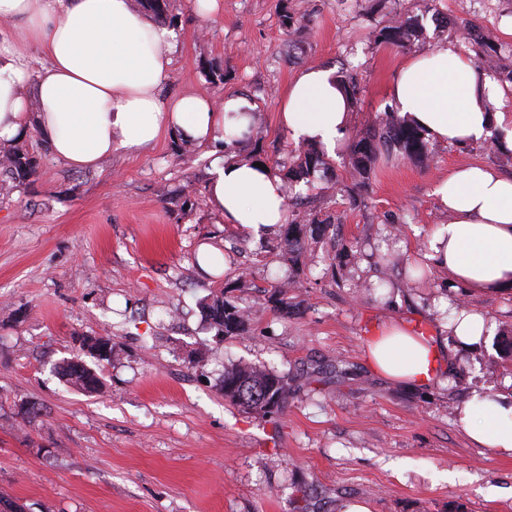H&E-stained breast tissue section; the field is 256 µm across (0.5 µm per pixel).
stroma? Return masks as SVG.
<instances>
[{
  "instance_id": "1",
  "label": "stroma",
  "mask_w": 512,
  "mask_h": 512,
  "mask_svg": "<svg viewBox=\"0 0 512 512\" xmlns=\"http://www.w3.org/2000/svg\"><path fill=\"white\" fill-rule=\"evenodd\" d=\"M219 2L204 16L194 0H168L177 45L159 94L244 97L256 134L224 154L283 176L298 144L279 103L302 68L354 80L351 129L366 133L410 57L467 48L473 24L512 44V0H494L491 17L481 0ZM406 15L419 20L415 39L376 42ZM212 67L223 80L207 81ZM491 133L474 146L433 143L423 164L380 155L364 181L350 149L325 155L300 209L330 225L294 264L282 231L258 240L212 213L209 147L165 132L74 170L31 128L18 145L36 170L0 196V497L23 512H341L351 499L372 512H512V457L473 444L457 421L474 393L512 402V357L498 343L512 336V289L470 292L423 248L448 221L433 189L451 168L482 163L512 178V127ZM205 248L223 269L200 268ZM281 284L286 312L269 300ZM220 292L247 310L246 334L209 327L203 306ZM460 306L483 312L490 335L466 347L449 336ZM389 320L434 337L448 372L424 388L374 372L366 340ZM102 336L108 361L83 347ZM76 356L103 394L58 375ZM238 362L289 376L279 417L225 400L224 369Z\"/></svg>"
}]
</instances>
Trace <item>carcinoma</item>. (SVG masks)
I'll list each match as a JSON object with an SVG mask.
<instances>
[{"instance_id":"obj_1","label":"carcinoma","mask_w":512,"mask_h":512,"mask_svg":"<svg viewBox=\"0 0 512 512\" xmlns=\"http://www.w3.org/2000/svg\"><path fill=\"white\" fill-rule=\"evenodd\" d=\"M140 8L157 17L164 18L168 11V0H136ZM418 19L403 17L381 28L376 40L380 43L402 45L416 32ZM469 37L479 47L478 63L485 65L496 59L500 50L492 37L481 31L468 30ZM396 148L409 160L424 163L429 159L430 149L425 136L406 119L395 112H387L380 118L374 131L368 136H357L353 141V165L364 177L384 151ZM323 166L322 158L309 151L296 156L293 167L288 170V179L295 183L309 182ZM36 162L16 145L0 147V194L9 195L20 183L32 176ZM327 221L318 216L302 218L288 225L281 242V249L288 255H297L305 247V229L316 237L325 231ZM206 316L217 334L238 336L246 332L248 316L244 310L232 304L222 295H216L205 304ZM60 376L74 388L90 394L103 392V383L82 360L70 359L59 367ZM224 399L247 412L276 415L288 402V380L271 370L251 365H233L224 370Z\"/></svg>"}]
</instances>
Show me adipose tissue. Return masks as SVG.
<instances>
[{
  "label": "adipose tissue",
  "instance_id": "obj_1",
  "mask_svg": "<svg viewBox=\"0 0 512 512\" xmlns=\"http://www.w3.org/2000/svg\"><path fill=\"white\" fill-rule=\"evenodd\" d=\"M12 24L21 26L22 36L0 43V139L24 138L38 123L51 153L70 168L96 167L113 150L144 148L166 130L216 145L230 125L229 114L248 107L235 96L220 105L202 93L162 99L175 32L135 10L131 0H0V26ZM33 48L43 56L36 71L29 64ZM389 105L427 138L457 146L482 143L491 123H512L503 90L453 42L402 66ZM349 109L334 70L319 66L299 71L281 98L282 121L292 138L331 154L348 139ZM435 193L449 219L429 234L426 259L472 290L511 289L512 180L471 165L450 172ZM207 201L225 223L258 238L286 221L278 171L220 153L211 163ZM367 355L395 380L424 386L436 379V343L402 323H387L369 342ZM459 420L472 441L512 456V405L476 397L460 408Z\"/></svg>",
  "mask_w": 512,
  "mask_h": 512
}]
</instances>
